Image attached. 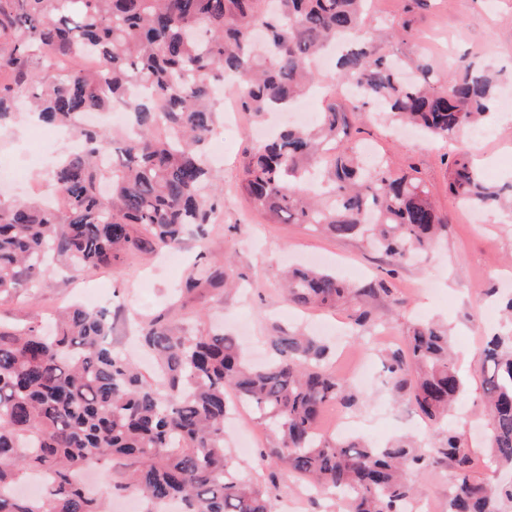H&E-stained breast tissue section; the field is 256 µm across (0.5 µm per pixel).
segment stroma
Returning <instances> with one entry per match:
<instances>
[{"label": "stroma", "mask_w": 512, "mask_h": 512, "mask_svg": "<svg viewBox=\"0 0 512 512\" xmlns=\"http://www.w3.org/2000/svg\"><path fill=\"white\" fill-rule=\"evenodd\" d=\"M373 27L394 30L387 50L402 58L425 56L438 71H447L455 58L471 53L475 62L501 72L512 82V0H430L424 10L410 9L407 0H374L369 17ZM489 126L494 138L473 146L471 130L460 134L470 158H482L484 178L491 184L512 183V121H502L503 110L494 107ZM43 126L28 127L16 121L13 129L0 132V163L12 166L24 181L45 182L46 171L30 167L27 156L46 153L55 159L68 144L48 139ZM246 129L227 131L223 156L211 157L218 181L224 184V221L209 227L205 242L188 237L179 265H171L165 252L155 251L120 257L111 265L93 271L70 273L62 266L48 271L34 297L0 295V323L23 324L47 319L54 310L82 300L86 289H103L112 314V345L124 352L135 349L139 322L164 316L186 322L195 331L223 327L237 334L240 325L249 329L250 346L267 351L268 338L276 327H299L317 331L326 340L330 369L344 374L368 360L374 373L359 386V404L352 409L333 404L324 409L322 428L335 426L337 418L348 422L346 435L384 445L399 436L416 437L434 445L442 437L439 426L419 417L402 420L408 405L396 401L380 353L404 343L411 322L433 319L447 325L453 338L455 360L466 381L458 411L448 416L452 425H479L484 418L480 386V356L487 337L511 329L500 310L501 292H512V216L488 215L486 223H470L463 207L447 190L445 143L417 134L398 137L390 119L372 112L347 115V143L366 141L385 151L390 169L410 172L431 192L448 218V236L419 261L401 264L388 276V259L357 239H340L315 231L305 224H275L256 211L241 188L242 157L250 145ZM211 256H232L242 279L239 287L205 288L192 294L177 293L198 249ZM316 256L329 270L349 283L363 285L383 278L391 290L386 300L366 298L375 322L362 331L346 354L337 346L349 334L353 310L347 306L300 311L284 301L279 285L280 269L291 262ZM250 449L241 451L239 438L227 432L229 449L241 471L253 481L267 483L277 466L261 451L273 438L257 421H250ZM447 465L435 464L412 471L411 482L423 498L433 503V512H446ZM279 512H341L338 505L312 496L303 481L282 477L278 490Z\"/></svg>", "instance_id": "1"}]
</instances>
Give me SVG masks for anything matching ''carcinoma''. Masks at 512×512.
<instances>
[{"label":"carcinoma","instance_id":"1","mask_svg":"<svg viewBox=\"0 0 512 512\" xmlns=\"http://www.w3.org/2000/svg\"><path fill=\"white\" fill-rule=\"evenodd\" d=\"M370 0H0V130L27 98L38 121L71 128L85 143L49 172L65 196L62 211L0 199V295L39 287L56 261L74 270L122 255L175 249L187 230L204 237L224 207V186L202 157L220 120L213 88L238 82L240 108L257 117L320 82L315 59L338 41L356 48L337 61L339 83L356 90L354 112L372 108L444 142L477 128L501 78L467 55L445 75L424 60L403 61L365 26ZM92 53L88 69L78 56ZM124 105L134 131L117 139L83 117ZM346 113L329 101L313 127L280 129L243 160L242 189L275 223L308 224L343 239L362 238L390 265L431 250L447 219L417 177L368 165L340 144ZM448 194L468 207L512 212V188L485 181L460 149L448 166ZM182 291L224 288L241 278L203 261ZM288 303L353 308L354 324L373 322L363 298L389 295L386 281L355 287L336 274L298 266L284 275ZM106 309L70 307L47 336L41 324L0 325V512H106V496L79 478L90 466L127 461L110 492H133L179 512H277L268 486L240 473L224 445L227 390L275 436L266 455L285 475L334 496L343 512H408L418 499L407 473L432 458L448 464L447 512H512V483L471 475L477 449L447 427L424 451L400 439L384 447L318 431L330 404L357 406L352 383L331 372L316 338L280 328L271 357L244 363L234 336L194 334L152 319L142 346L157 358L143 375L112 348ZM481 388L489 430V469H512V332L482 352ZM396 395L439 423L463 391L448 331L431 323L407 330L386 356ZM45 477L43 492L18 487Z\"/></svg>","mask_w":512,"mask_h":512}]
</instances>
